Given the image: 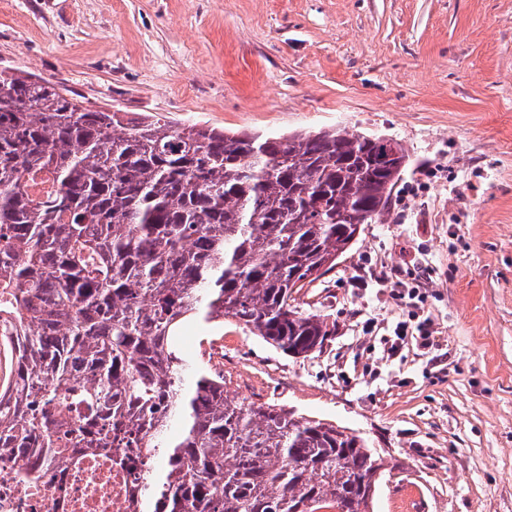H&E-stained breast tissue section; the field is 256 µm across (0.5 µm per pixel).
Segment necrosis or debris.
I'll use <instances>...</instances> for the list:
<instances>
[{"mask_svg": "<svg viewBox=\"0 0 512 512\" xmlns=\"http://www.w3.org/2000/svg\"><path fill=\"white\" fill-rule=\"evenodd\" d=\"M127 449L73 453L52 460L37 478L25 476L20 458L0 453V512H138L136 468Z\"/></svg>", "mask_w": 512, "mask_h": 512, "instance_id": "obj_1", "label": "necrosis or debris"}]
</instances>
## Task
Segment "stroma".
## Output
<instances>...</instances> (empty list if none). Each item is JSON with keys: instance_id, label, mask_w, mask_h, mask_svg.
Wrapping results in <instances>:
<instances>
[{"instance_id": "obj_1", "label": "stroma", "mask_w": 512, "mask_h": 512, "mask_svg": "<svg viewBox=\"0 0 512 512\" xmlns=\"http://www.w3.org/2000/svg\"><path fill=\"white\" fill-rule=\"evenodd\" d=\"M2 68L178 126L399 141L389 210L300 298L321 351L230 319L176 345L230 395L366 437L374 512H512V0H0ZM410 267L437 346L393 355L386 276Z\"/></svg>"}]
</instances>
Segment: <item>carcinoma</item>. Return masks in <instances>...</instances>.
Instances as JSON below:
<instances>
[{"instance_id":"obj_1","label":"carcinoma","mask_w":512,"mask_h":512,"mask_svg":"<svg viewBox=\"0 0 512 512\" xmlns=\"http://www.w3.org/2000/svg\"><path fill=\"white\" fill-rule=\"evenodd\" d=\"M409 155L345 130L264 137L127 118L0 71V295L23 323L0 450L134 448L140 512H370L354 431L235 398L175 346L232 319L292 356L328 330L296 295L388 207ZM51 190L31 191L37 180Z\"/></svg>"}]
</instances>
